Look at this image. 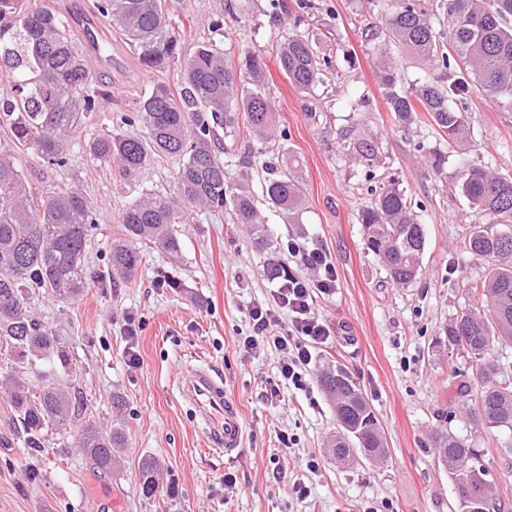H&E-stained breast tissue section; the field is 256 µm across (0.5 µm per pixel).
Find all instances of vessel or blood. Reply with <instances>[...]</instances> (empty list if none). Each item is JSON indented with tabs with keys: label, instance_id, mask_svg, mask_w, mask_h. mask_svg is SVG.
<instances>
[{
	"label": "vessel or blood",
	"instance_id": "vessel-or-blood-1",
	"mask_svg": "<svg viewBox=\"0 0 512 512\" xmlns=\"http://www.w3.org/2000/svg\"><path fill=\"white\" fill-rule=\"evenodd\" d=\"M178 390L189 401L204 424V434L213 450L236 458L242 442V423L235 404L225 395L224 385L209 368H187Z\"/></svg>",
	"mask_w": 512,
	"mask_h": 512
}]
</instances>
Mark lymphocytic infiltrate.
Returning <instances> with one entry per match:
<instances>
[{"label":"lymphocytic infiltrate","instance_id":"lymphocytic-infiltrate-1","mask_svg":"<svg viewBox=\"0 0 512 512\" xmlns=\"http://www.w3.org/2000/svg\"><path fill=\"white\" fill-rule=\"evenodd\" d=\"M291 256L300 257L310 269L317 271L311 280L294 272H285L272 289L267 303L253 305L248 310L253 333L243 340L244 349L258 344L273 347L281 355L276 381L267 383L264 395L273 400L280 396L281 385L287 384L301 391H309L307 379L314 345L328 342L330 326L315 313L318 297L333 295L337 288L336 266L319 249L305 251L295 242H288ZM287 311L288 325H280L279 311Z\"/></svg>","mask_w":512,"mask_h":512}]
</instances>
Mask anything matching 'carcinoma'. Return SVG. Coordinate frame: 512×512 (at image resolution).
<instances>
[{
	"mask_svg": "<svg viewBox=\"0 0 512 512\" xmlns=\"http://www.w3.org/2000/svg\"><path fill=\"white\" fill-rule=\"evenodd\" d=\"M96 12L112 26L140 64L164 72L183 59L176 89L156 81L136 101V114L122 120L140 123L142 134L112 133L93 139L91 153L117 165L129 180L139 178L157 157H183L176 171V195L147 193L120 217L121 236L112 242L108 275L112 285L130 281L141 262L133 242H151L177 255L181 245L174 225L188 224L202 209L230 211L234 224L250 227L254 247L266 254L264 273L279 279L285 263L270 242L254 193L241 177L231 178L220 154L238 146L240 129L249 135L246 159L272 154L262 161L265 202L293 217L303 205L296 170L298 161L281 146L278 112L267 89V63L247 47L238 63L211 41L197 42L183 54L184 34L171 27L169 0H95ZM385 29L368 32L377 42V79L386 90L390 111L404 125L425 112L448 144L465 155L470 132L465 113L454 100L477 88L490 97L512 102V0H436L447 20L436 28L423 0H386ZM397 52L411 55L423 68L459 69L462 77L445 85L437 79L399 87ZM276 62L289 83L306 93L332 73L343 84L346 74L331 71L317 44L301 33L278 40ZM0 74L12 94L0 100V123H8L18 144L32 148L45 162L67 164L72 138L94 112L103 94L65 21L36 0H0ZM346 155L369 167L365 180L370 203L360 212L369 251L383 263L389 280L409 286L418 277L426 247L424 225L412 199L395 181L373 183L370 170L376 145L360 138L344 145ZM459 193L489 222L472 224L466 237L470 253L484 262V273L469 292L474 303L448 322L444 335L477 366V389L468 418L481 429L512 433V175L488 163H462ZM92 207L75 187L47 194L33 191L14 154L0 149V356L10 365L5 377L11 412L20 421L29 447L41 448L48 429L64 430L80 421L79 391L60 373L71 369L68 348L32 313L42 289L71 300L87 288L83 260L89 247ZM46 368L43 386L34 391L27 375ZM336 415V431L327 440L331 460L361 457L372 464L388 461L383 430L352 372L338 363L318 376ZM121 428L81 421L75 447L93 469L110 474L121 468ZM438 462L459 512H505L506 502L491 480L494 462L483 458L470 439L449 430L432 436ZM160 465L142 463L143 490L158 488Z\"/></svg>",
	"mask_w": 512,
	"mask_h": 512,
	"instance_id": "carcinoma-1",
	"label": "carcinoma"
}]
</instances>
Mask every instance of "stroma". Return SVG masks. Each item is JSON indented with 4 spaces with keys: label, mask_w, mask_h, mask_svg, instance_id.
<instances>
[{
    "label": "stroma",
    "mask_w": 512,
    "mask_h": 512,
    "mask_svg": "<svg viewBox=\"0 0 512 512\" xmlns=\"http://www.w3.org/2000/svg\"><path fill=\"white\" fill-rule=\"evenodd\" d=\"M81 40L78 18L96 22L103 42L85 52L96 86L106 97L68 155L66 167L44 162L17 144L8 124H0V148L14 152L33 183L59 190L77 187L96 211L84 258L87 287L62 302L40 293L35 315L68 344L77 367L76 384L87 417L121 425L127 435L123 465L108 477L93 471L76 448H64L56 432H45L43 446L30 450L22 435L11 433L10 404L0 392V512H365L392 502L393 512H454L447 472L439 468L430 431L449 426L466 434L451 373L471 370L470 359L449 346L442 329L460 312L471 283L482 268L465 242L467 225L478 217L456 195L459 158L433 131L428 120L401 126L394 122L375 76L376 53L363 30L383 25L380 0H313L314 11L300 12L297 0H284L282 14H271L268 0H178L174 26L212 36L229 62L245 47L264 50L268 89L285 132L284 144L298 161L304 203L296 220L272 205L260 206L268 233L278 248L296 240L306 249L325 251L336 266L335 294L318 299L317 312L333 336L316 345L310 376L330 364H345L374 409L390 450L388 466L367 462L335 465L323 457L326 438L336 425L334 410L321 390L306 394L282 388L275 400L263 390L275 380L280 356L273 349L248 353L241 339L252 332L249 307L267 300L274 281L262 270L246 226L231 223L221 211L202 213L193 224L177 225L178 255L141 245L135 279L121 287L105 281L110 245L119 234V216L145 190L175 191L179 159L160 158L137 182L122 181L112 165L97 160L87 138L108 132L135 135L139 126L121 124L155 75L100 21L93 0H40ZM235 4L236 21L210 33V17ZM300 27L316 35L320 52L347 75L344 85L325 81L300 93L279 69L277 35ZM471 127L473 162L492 163L512 174V105L494 102L472 90L461 103ZM369 134L378 148L377 178L395 180L421 203L426 248L422 270L407 287L393 285L378 258L368 250L359 213L368 203L365 168L345 160L341 139ZM446 162L435 169L433 150ZM140 324L136 341L126 335L127 317ZM134 343L141 366L123 360ZM201 361L224 380L244 429L237 458L209 451L200 417L177 391L185 365ZM123 406L114 409L113 395ZM453 420H446L448 410ZM296 438L283 447L280 434ZM319 456L320 466L306 461ZM153 458L161 465V487L147 494L139 467ZM231 474L224 489L218 479ZM305 483L306 499L292 494L290 481ZM177 482V496L164 487Z\"/></svg>",
    "instance_id": "obj_1"
}]
</instances>
